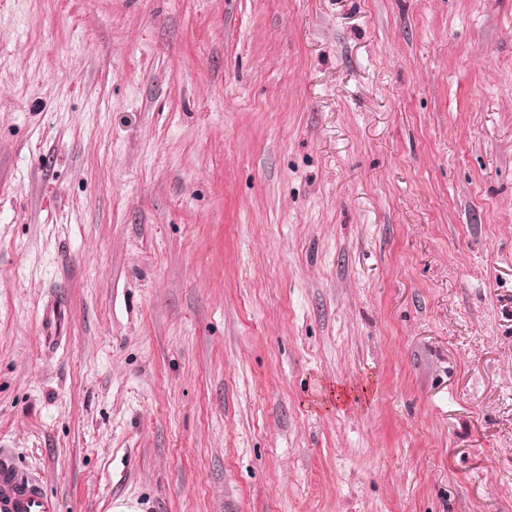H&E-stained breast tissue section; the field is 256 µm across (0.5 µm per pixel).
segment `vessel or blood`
I'll return each mask as SVG.
<instances>
[{
	"label": "vessel or blood",
	"mask_w": 512,
	"mask_h": 512,
	"mask_svg": "<svg viewBox=\"0 0 512 512\" xmlns=\"http://www.w3.org/2000/svg\"><path fill=\"white\" fill-rule=\"evenodd\" d=\"M66 323L65 304L55 302L44 309L40 327L45 343L59 342ZM0 512H62L58 499L47 492L42 481L4 449H0Z\"/></svg>",
	"instance_id": "obj_1"
}]
</instances>
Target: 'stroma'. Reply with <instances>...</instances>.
Listing matches in <instances>:
<instances>
[{
    "mask_svg": "<svg viewBox=\"0 0 512 512\" xmlns=\"http://www.w3.org/2000/svg\"><path fill=\"white\" fill-rule=\"evenodd\" d=\"M0 448L62 512H512V0H0ZM67 323V307L62 303H52L43 310L40 327L45 343L57 344L62 339Z\"/></svg>",
    "mask_w": 512,
    "mask_h": 512,
    "instance_id": "35a3bbf8",
    "label": "stroma"
}]
</instances>
